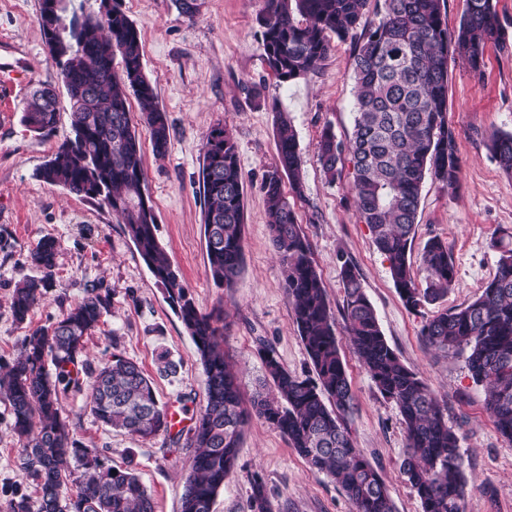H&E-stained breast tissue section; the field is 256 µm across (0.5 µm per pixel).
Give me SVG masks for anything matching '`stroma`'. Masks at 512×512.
Returning <instances> with one entry per match:
<instances>
[{
	"label": "stroma",
	"instance_id": "35a3bbf8",
	"mask_svg": "<svg viewBox=\"0 0 512 512\" xmlns=\"http://www.w3.org/2000/svg\"><path fill=\"white\" fill-rule=\"evenodd\" d=\"M509 42L490 48L483 78L462 63L449 66L448 121L456 133L461 186L448 191L425 180L411 261L419 263L430 239L445 241L455 281L439 307L464 305L481 294L497 270L495 238L512 234V176L486 146L494 131L512 132V0H494ZM142 36L143 65L154 81L157 101L168 115L170 145L156 157L139 106L131 119L142 143L146 185L152 197L159 240L197 305L227 314L224 348L233 358L241 387L253 393L264 375L260 349L273 351L292 374L314 371L294 323L281 267L272 247L264 196V175L278 162L276 114L288 113L297 132L303 196L298 220L326 287L336 335L354 394L348 426L357 448L382 475L396 512H422L421 502L401 473L406 435L394 402L384 398L355 355L346 331L343 261L357 269L381 329L401 361L433 390L459 434L465 463L464 512H512V443L498 433L463 357L428 348L420 335L435 308L409 310L390 276L366 224L359 221L347 180L329 182L317 161L324 127L347 139L353 126L354 40H333L321 69L280 83L269 70L257 17L263 0H197L194 16L178 0H119ZM40 0H0V364L13 361L33 328L59 318L80 300L88 285L111 294L110 313L86 342L85 360L98 368L112 352L138 363L152 378L163 406L185 412L183 431L160 432L147 441L102 426L90 410V391L62 400V415L86 447L105 449L113 467L136 473L152 495L155 512H181L193 451L186 445L205 403V375L196 346L112 213L36 176L57 146L71 134L68 99H61L56 127L40 136L21 122L30 87L60 84L39 22ZM262 85V101L251 94ZM234 134L244 175V262L234 288L217 287L207 264L199 185L202 147L212 127ZM59 243L54 284L23 323L10 299L16 283L34 275L27 257L37 242ZM176 364L161 371L160 352ZM9 403L0 394V504L13 492L33 494L20 468L19 445L11 430ZM264 483L272 512H353L342 488L313 474L287 438L263 420L245 428L236 467L216 496L212 512H253L251 486Z\"/></svg>",
	"mask_w": 512,
	"mask_h": 512
}]
</instances>
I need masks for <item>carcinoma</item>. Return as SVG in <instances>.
<instances>
[{
    "mask_svg": "<svg viewBox=\"0 0 512 512\" xmlns=\"http://www.w3.org/2000/svg\"><path fill=\"white\" fill-rule=\"evenodd\" d=\"M367 2L264 0L258 23L266 63L281 83L316 73L333 38L359 37L351 136L341 141L325 127L317 157L330 180L348 174L358 218L389 261L400 298L416 311L445 297L454 284V265L442 240L432 239L424 247L423 282L409 257L422 183L430 177L454 189L461 178L456 134L448 123V61L460 59L479 75L488 46H505L506 33L493 0H465L452 30L442 0H384L381 17L371 26L362 24ZM39 21L69 98L73 136L58 146L37 177L99 202L124 224L200 356L206 404L187 439L194 454L181 512H211L254 416L287 437L311 471L340 484L354 512H395L382 476L355 446L348 428L353 392L335 320L309 242L282 187L285 173L292 191L302 196L301 156L288 116L279 113L278 164L265 174L260 189L294 322L317 379L288 372L265 350L263 384L246 401L224 350L221 312L198 307L157 236L129 96L138 101L159 156L168 152L170 126L143 68L140 31L116 2L112 16L103 19L98 11H85L84 0H58L57 10L40 14ZM56 105L55 88L37 85L22 122L32 132L48 134L56 122ZM489 148L499 167L512 174V132L492 134ZM200 181L208 271L229 290L243 266L244 179L236 140L223 125L206 136ZM493 247L499 253L497 272L482 293L465 306L433 315L421 336L438 351L464 357L473 381L485 388V406L499 434L512 442V234L495 240ZM58 248L54 237L45 236L30 252L28 261L38 275L13 291L16 322H25L52 287ZM342 279L350 344L380 394L402 416L406 448L401 473L416 490L422 512H463L467 482L457 432L448 426L425 380L388 344L359 275L347 261ZM110 305L100 287L87 286L85 295L54 322L33 329L22 354L0 372L21 470L36 490L33 498L7 501L6 512H155L139 476L114 470L104 451L82 446L62 416V396L82 388L85 340ZM90 378L91 411L102 425L142 441L164 430L165 409L135 362L114 352ZM251 500L255 512H270L259 480L252 485Z\"/></svg>",
    "mask_w": 512,
    "mask_h": 512,
    "instance_id": "1",
    "label": "carcinoma"
}]
</instances>
